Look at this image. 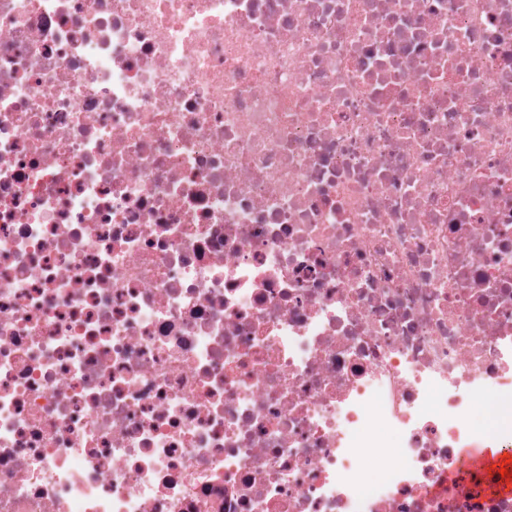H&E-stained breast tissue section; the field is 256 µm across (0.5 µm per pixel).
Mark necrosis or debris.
<instances>
[{
	"instance_id": "obj_1",
	"label": "necrosis or debris",
	"mask_w": 512,
	"mask_h": 512,
	"mask_svg": "<svg viewBox=\"0 0 512 512\" xmlns=\"http://www.w3.org/2000/svg\"><path fill=\"white\" fill-rule=\"evenodd\" d=\"M493 444L512 0H0V512H512Z\"/></svg>"
}]
</instances>
